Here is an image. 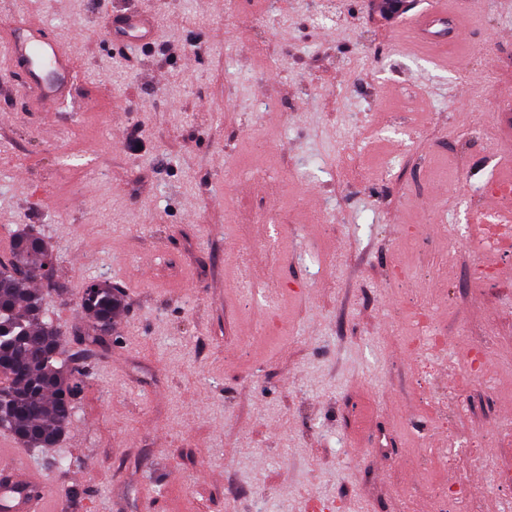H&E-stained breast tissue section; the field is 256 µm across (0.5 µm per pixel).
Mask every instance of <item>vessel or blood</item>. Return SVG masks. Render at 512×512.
Masks as SVG:
<instances>
[{"label":"vessel or blood","mask_w":512,"mask_h":512,"mask_svg":"<svg viewBox=\"0 0 512 512\" xmlns=\"http://www.w3.org/2000/svg\"><path fill=\"white\" fill-rule=\"evenodd\" d=\"M412 33L420 43L441 48L464 40L466 32L446 5H438L411 22ZM104 36L116 44L152 39L153 29L141 26V17L133 12H117L106 22ZM4 42V60L17 68L28 95L39 101L45 111H53L64 95L74 93L73 62L58 42L43 29L14 22L0 36ZM21 449L0 448V512H54L56 499L49 483L41 475L22 466Z\"/></svg>","instance_id":"obj_1"}]
</instances>
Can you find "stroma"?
Masks as SVG:
<instances>
[{"label": "stroma", "mask_w": 512, "mask_h": 512, "mask_svg": "<svg viewBox=\"0 0 512 512\" xmlns=\"http://www.w3.org/2000/svg\"><path fill=\"white\" fill-rule=\"evenodd\" d=\"M447 3L469 37L443 49L408 28L436 0H0L89 87L48 117L0 65V225L52 246L86 372L58 447L25 451L58 512L512 503V254L470 244L471 184L512 172V0ZM125 11L155 28L130 56L103 43ZM93 278L125 301L103 344ZM424 300L437 354L406 343ZM123 299L119 292L112 287L111 282H99L97 290L84 289L80 309L86 318L85 336H94L96 340L104 336L103 320L115 318L123 307ZM477 491L471 489L467 485L460 484L454 488L448 487L446 491L438 494V503L440 504V512L448 511V503L454 502L458 507L456 511H467L466 504L470 498H474Z\"/></svg>", "instance_id": "1"}]
</instances>
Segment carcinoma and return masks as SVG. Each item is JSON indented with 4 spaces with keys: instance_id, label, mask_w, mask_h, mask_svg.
<instances>
[{
    "instance_id": "carcinoma-1",
    "label": "carcinoma",
    "mask_w": 512,
    "mask_h": 512,
    "mask_svg": "<svg viewBox=\"0 0 512 512\" xmlns=\"http://www.w3.org/2000/svg\"><path fill=\"white\" fill-rule=\"evenodd\" d=\"M0 257V404L6 408L0 430L28 448H52L72 422L79 395V371L65 356L63 336L47 334L52 323L37 284L45 260L56 261L45 241L25 231L8 233ZM123 299L112 283L84 290L80 309L86 335L104 336L103 320H112Z\"/></svg>"
}]
</instances>
